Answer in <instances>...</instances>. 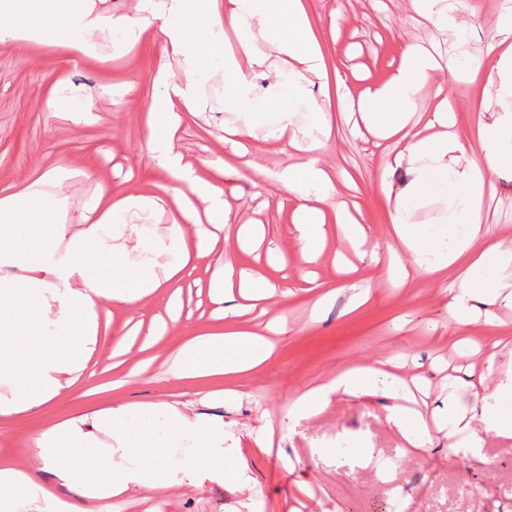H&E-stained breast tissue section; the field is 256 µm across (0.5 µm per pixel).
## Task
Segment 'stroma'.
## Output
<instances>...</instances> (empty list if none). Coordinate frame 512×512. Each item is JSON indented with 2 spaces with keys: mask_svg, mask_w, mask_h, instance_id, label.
I'll return each mask as SVG.
<instances>
[{
  "mask_svg": "<svg viewBox=\"0 0 512 512\" xmlns=\"http://www.w3.org/2000/svg\"><path fill=\"white\" fill-rule=\"evenodd\" d=\"M501 0H466L462 28L441 31L410 13L404 0H310L323 22H335L336 37L326 48L327 63L340 72L344 92L358 94L383 80L401 58L406 44L420 42L450 56L459 80L444 79L443 95L456 103L455 130L472 129V85L464 73L473 66L493 72L497 60L487 51L495 37L494 22ZM160 42L141 45L132 53L116 50L103 40L101 61L74 65L50 46L19 51L0 45V188L14 189L41 179L50 170L61 179L46 184L61 196L62 223L76 224L97 191L98 177L120 174L124 188L137 191L160 182L142 123L153 100L151 75ZM96 107L97 119L75 122L71 113L48 109L43 93L59 80ZM121 81L127 93L114 100L107 86ZM204 112L189 117L181 133V151L200 176H208V161L223 158L235 166L225 177V193L241 195L248 214L263 224L265 238L258 248L237 251L239 267L275 284L266 302L269 315L285 316L289 333L274 339L273 353L254 371L235 379L176 380L170 373L184 335L216 327L212 305L202 285L212 269L200 260L192 274L196 285L184 289L182 325L159 342L163 358L148 365L129 359L113 368L111 341H104L94 359L97 375L78 382L36 414L0 425V463L33 466L28 442L44 426L116 401L132 404L134 421H141L154 402L196 392L235 388L233 399L202 404L201 412L224 419V446L270 434L269 453L250 458L251 480L237 487L226 480L176 486L164 495L134 494L108 502L109 512H512V438L482 432L480 456L449 454L448 441L433 432L427 447L408 445L385 419L390 404L383 392L353 397L332 394L322 410L304 421L300 433L283 424L289 404L312 385L351 368L373 364L395 352L409 354L408 373L427 381L412 409L431 418L446 394L445 376L479 378L481 359L460 357L448 324V297L440 283L412 277L404 286L381 279L385 262L371 263L346 247L335 225H327L323 254L312 272L319 291L301 292L300 263L270 255L271 247L293 241L288 194L274 174L302 162L301 153L267 139L257 127L245 143L253 166L242 165L224 142L225 126L235 114L223 107L224 81L215 77L202 89ZM336 127L322 162L335 175L336 197L357 203L369 242L389 238L390 205L382 182L405 184L409 174L394 167L395 141L375 142L367 131H354L346 114L336 112ZM97 176H90L89 166ZM483 220L493 240L512 242V169L501 171L484 190ZM372 288V299L352 306L353 288ZM326 302H319L320 294ZM494 325L477 320L466 335L477 343L505 339L512 357V305H495ZM349 447L390 461L387 479L375 472H356L333 451L337 439Z\"/></svg>",
  "mask_w": 512,
  "mask_h": 512,
  "instance_id": "35a3bbf8",
  "label": "stroma"
}]
</instances>
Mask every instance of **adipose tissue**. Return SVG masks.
Masks as SVG:
<instances>
[{
    "label": "adipose tissue",
    "instance_id": "obj_1",
    "mask_svg": "<svg viewBox=\"0 0 512 512\" xmlns=\"http://www.w3.org/2000/svg\"><path fill=\"white\" fill-rule=\"evenodd\" d=\"M408 10L436 28L459 26L463 0H406ZM497 38L488 46L497 66L488 74L501 111L480 101L475 138L463 143L454 130L452 107L440 100L426 122H419L420 92L435 85L449 63L435 49L420 43L406 45L400 62L388 77L358 96L311 99L307 86L341 83L330 73L325 45L336 34L313 15L306 0H137L133 10L117 14L100 8L98 0H0V44L9 47L32 42L63 49L74 62L98 57L100 41L117 36L118 47L129 52L146 40H161L155 69L156 96L145 114L144 130L157 166L168 184L152 192L131 193L107 182L81 218L77 229L58 220L61 198L44 192L41 182L15 191L0 190V422L39 410L81 377L92 376V361L109 324L103 315L119 306L144 313L157 293L170 296L167 319H146L142 348L154 347L164 334L179 326L181 301L176 292L198 260L213 257L207 284L223 321L221 331H203L187 339L173 365L174 379L233 378L251 372L273 353V337L239 326L243 301L262 305L270 283L238 267L232 250H219L226 226L238 227L239 244L256 239L244 206L224 198L223 166L213 165L200 177L184 163L178 131L187 114L204 110L203 85L215 72L224 76V109L237 123L225 127L224 139L249 138L260 118H268V137L305 154L304 161L282 170L279 182L293 210L294 241L300 263L316 262L322 252L325 227L337 224L353 247H362L366 232L345 203L336 199L334 177L319 163L317 153L333 132L334 104L358 114L375 139H400L395 167L406 168L412 179L404 187L383 184L391 210L389 254L411 257L421 278L448 283V314L461 329L490 314L498 302L512 303V246L486 238L482 231L483 190L491 177L512 168V8L495 23ZM275 42L289 65L274 69L258 50V39ZM182 63L179 74L168 69L169 59ZM273 74L267 99L254 93L257 76ZM308 106L315 121L298 120ZM474 151L468 166L455 164L457 154ZM443 197L447 215L425 227L411 221L415 200L428 194ZM168 210L169 224L153 238L133 237L125 217L144 210ZM133 248H126V240ZM493 385L453 381L438 410L437 424L448 438L449 453L476 451L481 431L512 437V364L485 360ZM383 389L393 404L390 425L408 443L424 447L428 432L400 402L401 382L390 362L353 368L313 386L288 409V430L316 415L334 393L358 395ZM163 425L142 423L128 428L131 404L118 402L46 427L30 446L35 469L0 466V512H13L17 501L33 508L53 503L57 512H97L102 500L133 492L157 493L178 481L201 485V471L184 460L180 471L160 461L168 440L195 433L211 451L208 473L248 483V460L243 454L224 455V420L196 412L193 401L156 402ZM55 478L78 496L77 501L47 490Z\"/></svg>",
    "mask_w": 512,
    "mask_h": 512
}]
</instances>
